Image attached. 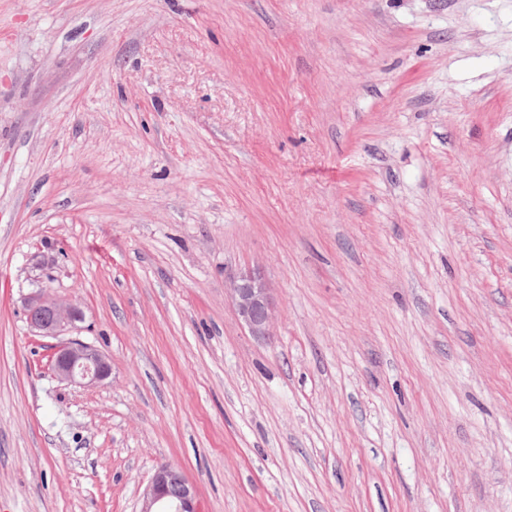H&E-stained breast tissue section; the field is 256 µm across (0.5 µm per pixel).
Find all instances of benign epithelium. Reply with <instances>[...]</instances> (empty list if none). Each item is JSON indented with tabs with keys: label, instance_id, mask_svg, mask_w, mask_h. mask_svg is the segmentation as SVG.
I'll use <instances>...</instances> for the list:
<instances>
[{
	"label": "benign epithelium",
	"instance_id": "benign-epithelium-1",
	"mask_svg": "<svg viewBox=\"0 0 512 512\" xmlns=\"http://www.w3.org/2000/svg\"><path fill=\"white\" fill-rule=\"evenodd\" d=\"M230 298L249 333L267 340L275 316L273 289L257 269L244 268L230 280ZM27 320L35 335L59 339L51 355V369L68 383L92 386L112 372L108 357L92 343L61 335L83 318L74 303H64L38 289L26 297ZM141 512H198L196 490L183 473L169 465L158 466L146 490Z\"/></svg>",
	"mask_w": 512,
	"mask_h": 512
}]
</instances>
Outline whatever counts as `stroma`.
Instances as JSON below:
<instances>
[{
  "mask_svg": "<svg viewBox=\"0 0 512 512\" xmlns=\"http://www.w3.org/2000/svg\"><path fill=\"white\" fill-rule=\"evenodd\" d=\"M162 464L201 512H512V0H0V512ZM230 298L241 323L249 333L267 340L275 316L273 289L257 269L244 268L230 280ZM25 301L29 326L37 336L59 338L68 326L83 318L76 304L61 302L42 289L31 292ZM51 369L62 381L80 386L101 384L112 372L108 357L97 346L72 337L54 345Z\"/></svg>",
  "mask_w": 512,
  "mask_h": 512,
  "instance_id": "1",
  "label": "stroma"
}]
</instances>
